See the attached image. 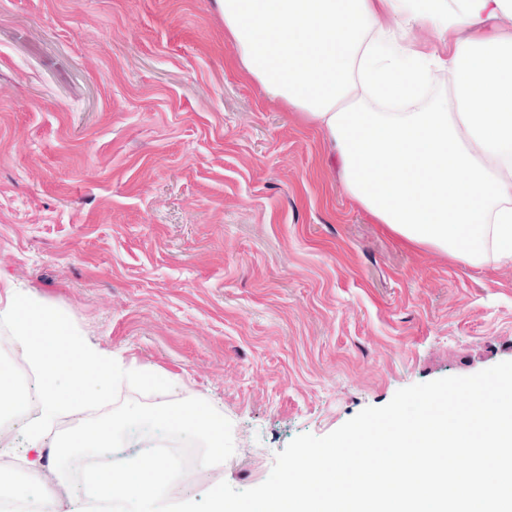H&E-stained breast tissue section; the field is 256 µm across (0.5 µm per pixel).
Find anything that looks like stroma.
Segmentation results:
<instances>
[{"label":"stroma","instance_id":"35a3bbf8","mask_svg":"<svg viewBox=\"0 0 512 512\" xmlns=\"http://www.w3.org/2000/svg\"><path fill=\"white\" fill-rule=\"evenodd\" d=\"M0 278L222 411L238 490L297 435L512 360V265L375 224L213 0H0Z\"/></svg>","mask_w":512,"mask_h":512}]
</instances>
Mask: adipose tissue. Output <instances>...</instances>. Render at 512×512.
<instances>
[{
	"label": "adipose tissue",
	"instance_id": "1",
	"mask_svg": "<svg viewBox=\"0 0 512 512\" xmlns=\"http://www.w3.org/2000/svg\"><path fill=\"white\" fill-rule=\"evenodd\" d=\"M224 38L264 97L321 132L341 184L375 223L470 267L512 264V0H215ZM436 75L448 90L413 112ZM0 325L36 378L17 389L0 362V419L36 396L24 455L38 470L46 430L144 381L90 344L61 309L0 282Z\"/></svg>",
	"mask_w": 512,
	"mask_h": 512
}]
</instances>
